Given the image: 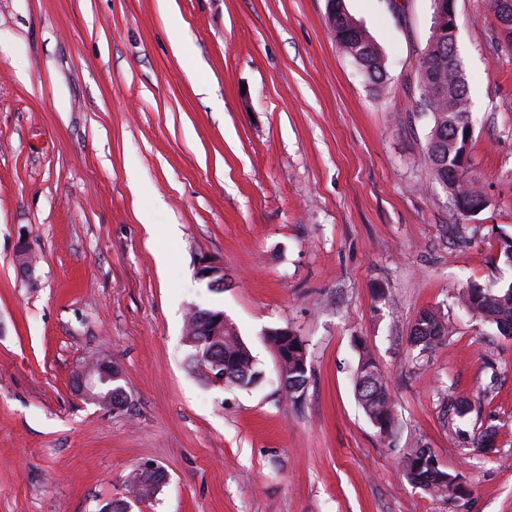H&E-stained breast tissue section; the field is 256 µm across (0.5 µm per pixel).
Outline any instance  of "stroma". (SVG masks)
<instances>
[{"instance_id": "35a3bbf8", "label": "stroma", "mask_w": 512, "mask_h": 512, "mask_svg": "<svg viewBox=\"0 0 512 512\" xmlns=\"http://www.w3.org/2000/svg\"><path fill=\"white\" fill-rule=\"evenodd\" d=\"M345 6L383 84L336 44L327 0H0V512H99L148 463L167 481L130 512H512V336L457 304L512 281V47L490 0H456L469 176L489 200L463 219L427 161L432 0ZM204 259L223 290L199 281ZM194 306L223 311L259 388L189 364ZM427 309L452 331L420 358ZM280 327L308 344L297 402L263 339ZM363 351L393 432L356 403ZM93 356L120 366L124 409L73 392ZM416 446L467 495L411 484ZM198 279L206 281L207 287L212 290H223L224 266L216 261H205L198 270Z\"/></svg>"}]
</instances>
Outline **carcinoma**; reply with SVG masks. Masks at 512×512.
Listing matches in <instances>:
<instances>
[{
  "label": "carcinoma",
  "instance_id": "cac0c4a2",
  "mask_svg": "<svg viewBox=\"0 0 512 512\" xmlns=\"http://www.w3.org/2000/svg\"><path fill=\"white\" fill-rule=\"evenodd\" d=\"M330 28L336 43L350 57H359L367 79L375 84L383 82L385 65L382 53L365 28L355 25L345 9L344 0H331ZM455 44L446 36L429 40L421 61L420 82L424 101L432 114L433 127L428 144V159L435 180L448 191L457 215L475 205L485 203L483 194L465 176L455 172L460 156L469 151L473 131L467 85L463 69L449 66L454 59ZM464 308L496 326L497 330L512 335V283L498 286L468 285L462 289ZM448 336V321L433 310L421 312L409 338L418 356L432 353ZM267 342L275 349L282 373L288 383V397H302L308 384V348L306 341L288 328H277L266 333ZM224 355V383L251 389L262 382V371L249 348L229 325H224V336L216 340ZM356 399L370 422L383 433L398 425L394 402L389 387L371 359L362 357L353 372ZM402 471L414 486L425 491L461 497L466 489L459 477L437 464L429 448H409L400 456Z\"/></svg>",
  "mask_w": 512,
  "mask_h": 512
}]
</instances>
